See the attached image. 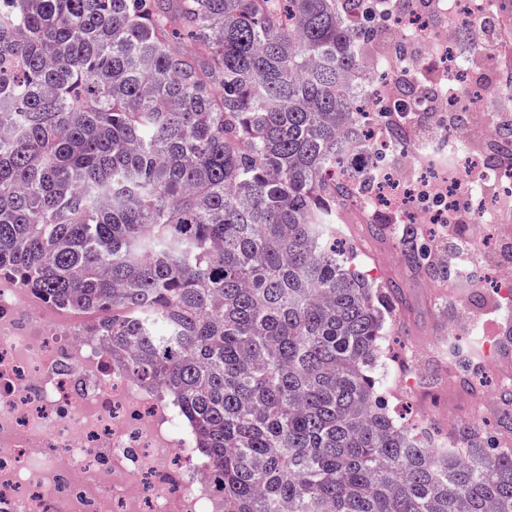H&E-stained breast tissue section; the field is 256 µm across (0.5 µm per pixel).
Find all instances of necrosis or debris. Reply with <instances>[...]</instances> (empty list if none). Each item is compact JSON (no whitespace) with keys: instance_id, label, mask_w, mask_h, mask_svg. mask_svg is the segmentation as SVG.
<instances>
[{"instance_id":"1","label":"necrosis or debris","mask_w":512,"mask_h":512,"mask_svg":"<svg viewBox=\"0 0 512 512\" xmlns=\"http://www.w3.org/2000/svg\"><path fill=\"white\" fill-rule=\"evenodd\" d=\"M179 411L0 279V512H224Z\"/></svg>"}]
</instances>
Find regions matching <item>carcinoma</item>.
<instances>
[{"label": "carcinoma", "instance_id": "cac0c4a2", "mask_svg": "<svg viewBox=\"0 0 512 512\" xmlns=\"http://www.w3.org/2000/svg\"><path fill=\"white\" fill-rule=\"evenodd\" d=\"M371 20L369 0H0V278L96 315L113 363L182 409L224 512H512L500 437L430 448L394 417L376 370L401 289L336 245V207L385 190ZM461 67L444 88L414 61L394 107L488 96ZM449 358L474 387L475 353Z\"/></svg>", "mask_w": 512, "mask_h": 512}]
</instances>
